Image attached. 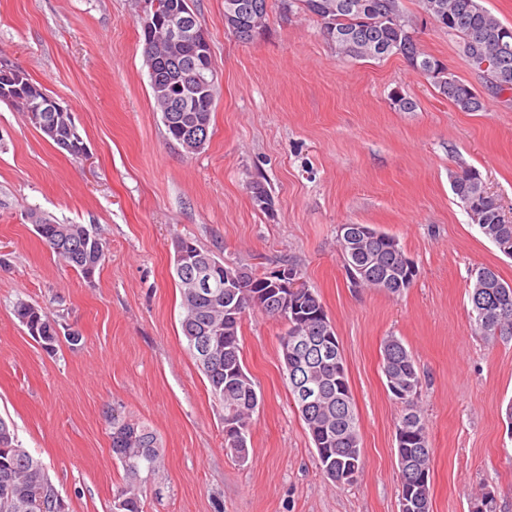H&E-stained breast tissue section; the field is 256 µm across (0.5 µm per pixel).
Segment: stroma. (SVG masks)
<instances>
[{"label":"stroma","instance_id":"1","mask_svg":"<svg viewBox=\"0 0 512 512\" xmlns=\"http://www.w3.org/2000/svg\"><path fill=\"white\" fill-rule=\"evenodd\" d=\"M416 16L415 37L483 98L458 110L399 56L340 58L320 18L269 0L266 27L239 41L224 0H192L207 30L218 94L195 153L168 134L144 64L148 0H0V57L68 107L88 147L75 159L0 101V417L40 459L67 512H112L126 480L105 414L149 427L163 461L143 512H400L395 426L382 343L397 337L422 380L430 512H469L479 489L512 512V336L473 330L471 273L512 284V257L473 224L450 175L477 170L512 208V93H491L454 39ZM401 94L416 104L400 111ZM273 204L261 210L249 184ZM100 228L106 260L92 279L60 264L29 223ZM343 224L395 237L418 269L392 295L352 287ZM260 272L296 264L335 328L359 418L362 469L349 484L322 471L285 379L283 322L247 312L246 369L262 394L245 459L224 447V410L181 331L176 239ZM28 301L79 330L43 350L13 314Z\"/></svg>","mask_w":512,"mask_h":512}]
</instances>
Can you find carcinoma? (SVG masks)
Instances as JSON below:
<instances>
[{"instance_id": "1", "label": "carcinoma", "mask_w": 512, "mask_h": 512, "mask_svg": "<svg viewBox=\"0 0 512 512\" xmlns=\"http://www.w3.org/2000/svg\"><path fill=\"white\" fill-rule=\"evenodd\" d=\"M242 4L240 26L249 30L252 23L264 22L268 0H239ZM301 9L319 17L324 34L336 53L355 60H381L392 55L402 56L414 69L430 77L440 94L462 112H478L483 103L470 94L469 85L435 57L424 53L414 36V21L404 11L401 0H296ZM429 19L456 39L459 52L476 69L486 59L500 57L504 64L486 70L483 76L487 87L495 94L512 90V26L503 24L484 8L479 0H420ZM189 48L168 58L149 74L150 85L170 94L177 104L173 112L185 119L197 110L195 98L188 92L191 82ZM16 91L29 96L40 88L22 68H16ZM452 187L460 201L482 211L481 233L499 250L512 248V212L506 211L490 195L474 170L451 175ZM37 227L38 236L63 264L85 278L94 275L105 257H95L80 238V224H55L32 212L28 215ZM393 238L379 234L374 241L338 238L340 251L351 281L358 288L382 290L399 294L409 288L417 276L414 261L401 247L391 248ZM484 276V287L470 290L474 330L493 336L495 332L512 335V284L488 266L476 268ZM212 280L222 294L232 298L204 300L192 295V288L177 280L183 318L181 328L191 354H196V340H209V364L198 362L207 378L211 393L224 408V444L231 448L238 435L249 438L253 414L262 403V395L244 366L239 332L249 310L279 320L273 303L277 302L264 281V274L234 263H221L211 270ZM296 317L286 323V336L306 337L317 328L324 343L340 347L335 330L324 304L305 283L291 292ZM14 315L28 317L27 330H36L58 342L56 321L41 308L16 302ZM290 394L309 383L324 388L320 403L312 408L298 407L327 476L345 470L361 469L359 421L342 355L337 359L324 357L316 347L292 352L281 349ZM383 373L389 392L409 387L407 396L396 397L405 406L396 425L395 441L400 476V499L410 505L409 512H430L429 475L431 443L427 425L417 409L421 377L416 362L403 343L390 336L383 343ZM112 453L124 465L127 482L114 493L117 512H142L140 472L156 471L161 463L160 443L147 427L112 413ZM58 492L46 474L43 463L22 448L15 437L12 424L0 418V512H55Z\"/></svg>"}]
</instances>
